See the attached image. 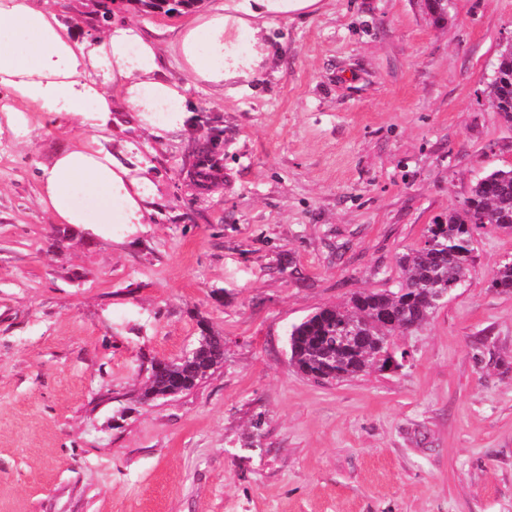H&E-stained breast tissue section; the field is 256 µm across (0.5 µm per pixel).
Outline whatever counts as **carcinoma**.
Returning a JSON list of instances; mask_svg holds the SVG:
<instances>
[{
    "label": "carcinoma",
    "mask_w": 512,
    "mask_h": 512,
    "mask_svg": "<svg viewBox=\"0 0 512 512\" xmlns=\"http://www.w3.org/2000/svg\"><path fill=\"white\" fill-rule=\"evenodd\" d=\"M149 12H176L194 0H138ZM488 98L503 119L512 123V46L499 51ZM218 166L205 157L196 176L205 184L217 179ZM485 219L478 223L477 218ZM512 230V166L495 169L479 179L458 208L434 219L424 241L397 257L402 276L396 286L380 291H359L343 306L321 308L289 333L291 363L321 383L351 380L368 369L389 368L393 338L399 331L417 332L458 288L470 272L474 231L479 228ZM490 288L512 292V260L501 263ZM356 332L353 343L343 337ZM224 363V338L201 336L195 354L160 361L151 368L142 399L154 400L189 391Z\"/></svg>",
    "instance_id": "cac0c4a2"
}]
</instances>
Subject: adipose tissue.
<instances>
[{
	"mask_svg": "<svg viewBox=\"0 0 512 512\" xmlns=\"http://www.w3.org/2000/svg\"><path fill=\"white\" fill-rule=\"evenodd\" d=\"M319 0H231L197 15L173 51L185 81L166 78L153 40L132 22L96 39L79 37L32 0H0V117L31 136L28 115L66 113L85 137L59 150L38 174L40 200L60 224H141L151 182L99 146L113 115L128 113L158 135L183 126L189 84L221 88L257 75L266 56L261 21L312 11Z\"/></svg>",
	"mask_w": 512,
	"mask_h": 512,
	"instance_id": "ef3b65f1",
	"label": "adipose tissue"
}]
</instances>
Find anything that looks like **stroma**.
<instances>
[{"instance_id": "1", "label": "stroma", "mask_w": 512, "mask_h": 512, "mask_svg": "<svg viewBox=\"0 0 512 512\" xmlns=\"http://www.w3.org/2000/svg\"><path fill=\"white\" fill-rule=\"evenodd\" d=\"M95 38L137 23L164 48L225 0L174 19L136 0H41ZM247 88L188 91L185 128L157 138L119 113L106 148L147 165L143 224L97 235L56 223L38 173L82 136L33 114L0 134V512H512V293L489 286L512 232L478 229L474 263L409 360L322 384L287 331L362 290L393 287L399 254L512 165L490 106L512 0H321L269 21ZM223 142L197 189L190 152ZM224 362L193 389L143 401L155 362L202 331Z\"/></svg>"}]
</instances>
